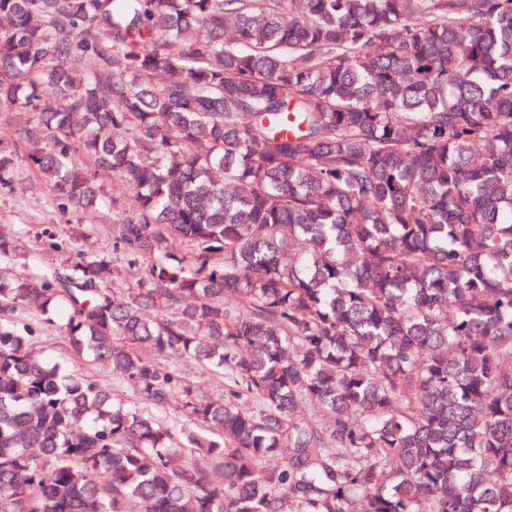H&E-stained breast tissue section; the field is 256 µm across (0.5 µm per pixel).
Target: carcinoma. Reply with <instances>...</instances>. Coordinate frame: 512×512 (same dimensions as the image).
Wrapping results in <instances>:
<instances>
[{
  "instance_id": "cac0c4a2",
  "label": "carcinoma",
  "mask_w": 512,
  "mask_h": 512,
  "mask_svg": "<svg viewBox=\"0 0 512 512\" xmlns=\"http://www.w3.org/2000/svg\"><path fill=\"white\" fill-rule=\"evenodd\" d=\"M0 112L128 191L119 263L0 229V512H512V0H0ZM51 241L45 238L41 239L33 251L30 252L29 256L25 260V268L23 270L34 269L39 267H62L60 266L69 254L56 252L50 245ZM51 318L50 323H43L36 330L35 336H39L36 342L38 349L42 350L47 358L64 362L74 372L79 368H88L87 371L95 378L112 381L113 376L109 368L103 365L87 367L70 359L67 340L60 329L64 317L62 314H54Z\"/></svg>"
}]
</instances>
